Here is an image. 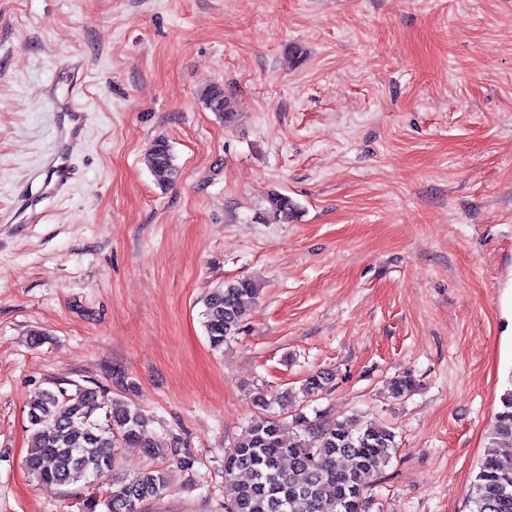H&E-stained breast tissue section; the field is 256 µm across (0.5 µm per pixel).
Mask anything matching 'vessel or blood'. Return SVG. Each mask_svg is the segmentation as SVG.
Returning a JSON list of instances; mask_svg holds the SVG:
<instances>
[{"mask_svg": "<svg viewBox=\"0 0 512 512\" xmlns=\"http://www.w3.org/2000/svg\"><path fill=\"white\" fill-rule=\"evenodd\" d=\"M82 69V64L77 61L58 65L48 88L47 103L52 111L59 113L61 122L58 147L50 158L55 176L50 191L56 196L62 195L72 177L70 158L81 147L89 120L88 111L75 98L81 85L79 73Z\"/></svg>", "mask_w": 512, "mask_h": 512, "instance_id": "vessel-or-blood-1", "label": "vessel or blood"}]
</instances>
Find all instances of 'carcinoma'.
<instances>
[{"mask_svg":"<svg viewBox=\"0 0 512 512\" xmlns=\"http://www.w3.org/2000/svg\"><path fill=\"white\" fill-rule=\"evenodd\" d=\"M200 100L230 126L237 111L232 98L218 84L206 86ZM146 162L160 188L175 181L178 170L169 144L156 139L145 152ZM297 204L277 191L267 196V220L294 215ZM259 297L251 279L228 282L204 299V328L209 344L221 349L250 314ZM332 377L319 372L300 387L305 398L318 395ZM501 408L491 432V449L471 483L468 512H512V468L500 456L512 454V387L500 396ZM105 414H100V411ZM33 448L27 471L44 484L67 486L103 480L102 500L87 503L88 512H139L148 499L161 496L168 485L163 469H146L132 477L113 473L115 448L135 444L150 455L159 453L136 406L113 402L105 409L101 392L85 388L72 394L45 389L28 410ZM299 431L286 443L280 420L257 415L224 455L226 512H364L367 479L381 472L396 456V433L382 423L321 416L297 420Z\"/></svg>","mask_w":512,"mask_h":512,"instance_id":"obj_1","label":"carcinoma"}]
</instances>
